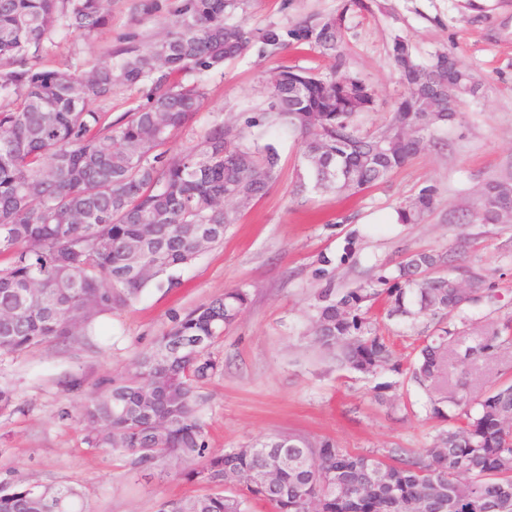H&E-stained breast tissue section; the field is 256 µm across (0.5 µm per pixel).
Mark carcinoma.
Returning a JSON list of instances; mask_svg holds the SVG:
<instances>
[{
  "mask_svg": "<svg viewBox=\"0 0 512 512\" xmlns=\"http://www.w3.org/2000/svg\"><path fill=\"white\" fill-rule=\"evenodd\" d=\"M246 0H135L140 20L165 10L157 38L131 32L126 45L104 53L91 69L53 70L42 61L55 36L85 38L106 25L112 0H0V356L88 335L94 322L129 306L160 278L221 243L237 207L261 198L276 179L278 153L246 129L215 122L199 138L171 148L201 108L205 91L184 78L220 69L245 51L274 56L292 45L330 59L329 72L284 67L271 82L272 104L261 121L301 135L313 188L350 195L386 179L419 152L425 132L457 118L448 111V80L466 87L471 73L446 53L416 64L398 41L393 64L406 94L382 129L355 123L374 105L368 86L350 73L342 45L344 15L313 16L283 31L251 29L227 18ZM143 86L146 103L108 120L96 105L115 90ZM435 110L420 111L421 99ZM512 184L489 182L476 220L497 224L512 208ZM433 205L428 188L400 221L412 223ZM469 247L462 235L446 251L406 255L382 288L345 294L321 288L314 309L315 340L350 371L395 366V352L362 311L384 294L388 316L415 308L417 359L409 380L435 387L428 411L458 425L440 432L418 456L396 450L351 452L330 441L277 435L246 448L208 447L198 416V389L216 370L208 349L248 304L237 288L176 319L155 347L126 373L87 398V442L125 456L130 473L179 472L204 492L165 501L159 512H512V383L481 394L460 381L448 390L449 346L467 334L463 307L447 277L471 284V302L493 298L485 279L457 264ZM512 341V316L465 346L463 361L489 357ZM0 512H85L79 491L29 480L0 483Z\"/></svg>",
  "mask_w": 512,
  "mask_h": 512,
  "instance_id": "cac0c4a2",
  "label": "carcinoma"
}]
</instances>
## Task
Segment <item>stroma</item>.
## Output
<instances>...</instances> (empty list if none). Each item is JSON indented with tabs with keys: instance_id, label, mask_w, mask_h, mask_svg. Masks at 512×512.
Returning a JSON list of instances; mask_svg holds the SVG:
<instances>
[{
	"instance_id": "stroma-1",
	"label": "stroma",
	"mask_w": 512,
	"mask_h": 512,
	"mask_svg": "<svg viewBox=\"0 0 512 512\" xmlns=\"http://www.w3.org/2000/svg\"><path fill=\"white\" fill-rule=\"evenodd\" d=\"M330 14L344 16L350 70L375 95L374 109L357 118L362 129L383 127L406 92L392 64L399 39L421 64L445 52L470 69L476 90L457 94L458 120L432 127L424 150L385 182L350 196L299 189L300 136L253 128L279 152L277 177L262 198L240 209L222 244L175 270L173 285L150 286L131 306L100 318L98 334L0 357V386L18 394L16 408L0 414V480L15 470L76 487L88 512H158L163 501L200 493L186 480L129 474L118 454L88 444L82 405L130 369L175 317L228 288L245 291L249 304L210 349L219 369L202 386L198 411L209 447L241 448L290 433L357 452L402 448L413 456L453 425V418L429 416L426 394L406 373L339 367L314 342L313 295L329 282L341 293L367 285L393 271L406 252L440 251L465 234L475 245L463 264L484 274L498 299L466 307L464 317L489 332L512 315V223L472 220L483 185L512 180V0H247L231 20L289 29ZM166 21L163 12L138 21L129 0H112V16L94 38L61 33L43 66L90 68L122 46L127 33L153 38ZM283 65L323 72L328 61L291 48L265 60L249 51L201 74L206 99L176 146L214 122L241 126L268 111L269 79ZM427 187L434 190L431 210L416 223H400L399 209ZM365 307L402 364L414 360L410 319L388 317L378 301ZM70 374L83 378L82 391L64 388ZM451 378L477 392L512 381V342L492 357L455 362Z\"/></svg>"
}]
</instances>
